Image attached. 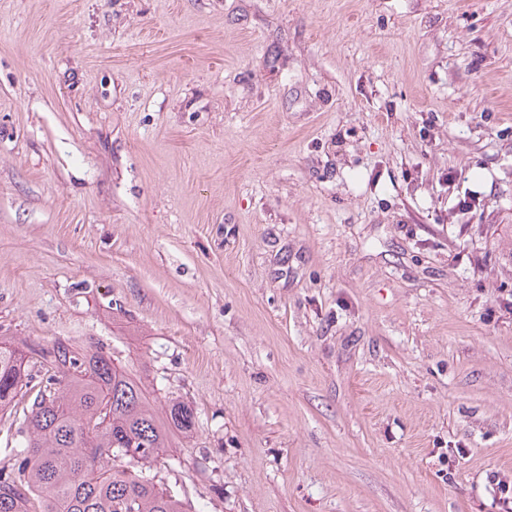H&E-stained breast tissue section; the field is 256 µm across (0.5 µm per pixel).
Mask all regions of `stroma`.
Here are the masks:
<instances>
[{
	"instance_id": "35a3bbf8",
	"label": "stroma",
	"mask_w": 512,
	"mask_h": 512,
	"mask_svg": "<svg viewBox=\"0 0 512 512\" xmlns=\"http://www.w3.org/2000/svg\"><path fill=\"white\" fill-rule=\"evenodd\" d=\"M0 337L191 406L192 512H501L512 0H0Z\"/></svg>"
}]
</instances>
